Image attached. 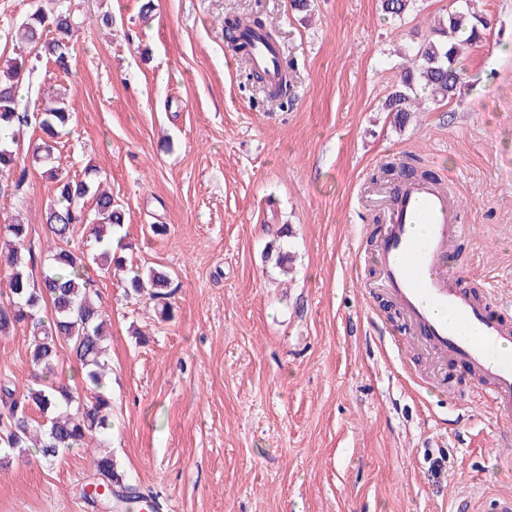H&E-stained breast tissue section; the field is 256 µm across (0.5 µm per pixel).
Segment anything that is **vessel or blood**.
<instances>
[{
	"label": "vessel or blood",
	"instance_id": "obj_1",
	"mask_svg": "<svg viewBox=\"0 0 512 512\" xmlns=\"http://www.w3.org/2000/svg\"><path fill=\"white\" fill-rule=\"evenodd\" d=\"M241 32L252 64L277 81L278 47L250 27ZM466 233L464 212L448 184L410 181L391 201L376 260L383 286L416 332L415 348L467 364L483 401L501 409L512 404V326L466 295L446 267L449 250ZM456 512H512V493L460 500Z\"/></svg>",
	"mask_w": 512,
	"mask_h": 512
}]
</instances>
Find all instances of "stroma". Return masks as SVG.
<instances>
[{
	"mask_svg": "<svg viewBox=\"0 0 512 512\" xmlns=\"http://www.w3.org/2000/svg\"><path fill=\"white\" fill-rule=\"evenodd\" d=\"M69 6L68 72L39 60L18 92L45 89L74 112L61 168L97 166L125 210L129 270L159 267L172 314L95 264L111 319L110 448L127 481L164 512H453L456 498L512 492V413L484 403L460 364L409 353L389 318L372 239L388 211L383 164L452 180L467 235L462 288L512 324V0H475L492 27L467 52L444 106L395 128L382 105L401 53L453 0H0V61L35 10ZM149 15H142L143 5ZM262 17L292 61L282 109L248 81L224 18ZM23 192L7 210L49 263L55 183L20 152ZM163 224L166 234L151 227ZM292 237L277 239L282 225ZM292 252L291 275L265 257ZM23 330L0 336V380L31 382ZM82 451L54 464H0V512H100Z\"/></svg>",
	"mask_w": 512,
	"mask_h": 512,
	"instance_id": "35a3bbf8",
	"label": "stroma"
}]
</instances>
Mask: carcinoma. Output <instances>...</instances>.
Masks as SVG:
<instances>
[{
	"label": "carcinoma",
	"instance_id": "cac0c4a2",
	"mask_svg": "<svg viewBox=\"0 0 512 512\" xmlns=\"http://www.w3.org/2000/svg\"><path fill=\"white\" fill-rule=\"evenodd\" d=\"M415 0H382L383 11L401 18ZM239 18L224 20L227 44L246 53L236 31ZM488 28L487 19L471 7L470 0L448 12L431 34L411 43L399 78L384 102L394 126L403 128L411 113L425 102L446 104L463 83L461 60ZM76 29L67 10L48 16L35 12L17 30L18 39L33 46L35 57H44L60 71L69 69ZM30 59L20 55L0 66V198L17 197L25 183L26 169H18V148L26 130L35 125L40 142L32 159L48 166L46 174L56 183V197L48 204L47 223L54 243L50 270L40 279L33 277L35 254L26 245L29 225L12 217L0 228L8 249L9 292L0 300V335L21 328L29 337L33 380L18 391L8 382L0 383V448L3 458L31 452L52 463L75 449L91 452L97 484L104 493L93 498L112 505L118 489L126 501L139 498L125 475L117 468L109 447L112 431V397L106 393L109 315L93 299L97 290L84 277L87 263L93 262L107 273L122 268L112 249V233L124 224V209L101 188L97 168L87 164L84 177L75 179L51 164L58 139L73 121L66 99L47 95L44 106L32 117L18 108V90L29 77ZM90 225L95 239L91 253L70 245L76 226ZM126 295L162 303L161 314L170 313L168 299L173 294L172 278L161 268L135 273L124 280ZM67 350L78 367L80 383L91 399L78 402L68 388L54 380L62 350Z\"/></svg>",
	"mask_w": 512,
	"mask_h": 512
}]
</instances>
